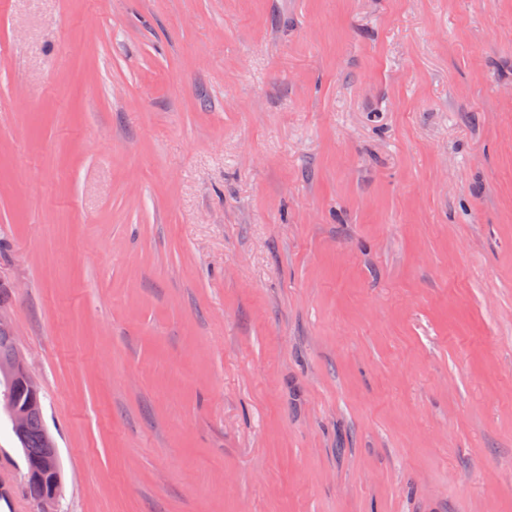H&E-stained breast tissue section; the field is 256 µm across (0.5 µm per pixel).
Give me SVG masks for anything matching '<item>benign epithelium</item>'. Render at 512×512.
Returning a JSON list of instances; mask_svg holds the SVG:
<instances>
[{
    "label": "benign epithelium",
    "instance_id": "benign-epithelium-1",
    "mask_svg": "<svg viewBox=\"0 0 512 512\" xmlns=\"http://www.w3.org/2000/svg\"><path fill=\"white\" fill-rule=\"evenodd\" d=\"M0 332L7 335L12 341L13 350L7 360L0 362V382L5 380L9 384L20 383L29 390L31 402L19 405L12 393L0 391V414L6 416L12 431L22 433L28 426L33 406L40 402V388L33 378L29 367L17 346V339L9 317L0 308ZM53 451L44 460H32L29 463L27 476L34 482H49L50 490L36 501L37 512H59V486L57 481V467L59 464L58 450L55 443H50Z\"/></svg>",
    "mask_w": 512,
    "mask_h": 512
}]
</instances>
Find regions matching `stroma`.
<instances>
[{
	"label": "stroma",
	"instance_id": "obj_1",
	"mask_svg": "<svg viewBox=\"0 0 512 512\" xmlns=\"http://www.w3.org/2000/svg\"><path fill=\"white\" fill-rule=\"evenodd\" d=\"M0 277L60 512H512V0H0Z\"/></svg>",
	"mask_w": 512,
	"mask_h": 512
}]
</instances>
